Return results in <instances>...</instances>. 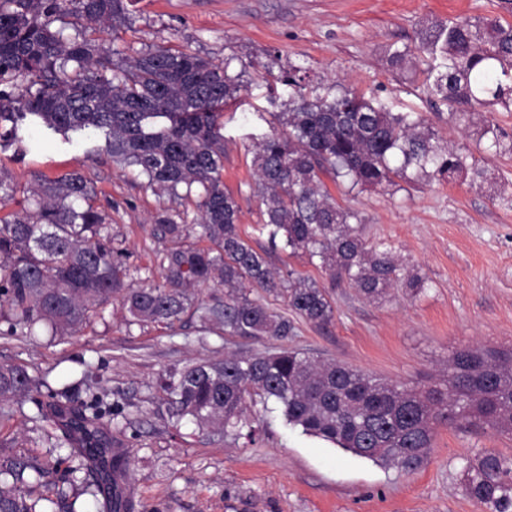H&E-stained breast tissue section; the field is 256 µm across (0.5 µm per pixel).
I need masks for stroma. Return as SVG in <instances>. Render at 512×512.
<instances>
[{"label":"stroma","mask_w":512,"mask_h":512,"mask_svg":"<svg viewBox=\"0 0 512 512\" xmlns=\"http://www.w3.org/2000/svg\"><path fill=\"white\" fill-rule=\"evenodd\" d=\"M130 20L114 33L123 56L159 44L215 61L232 57V73L245 86L220 119L224 184L240 205V232L266 250L277 269H292L325 285L328 277L304 257L271 248L255 229L252 154L255 137L268 132L264 115L281 111L288 89L278 78L301 69L308 98L332 96L337 86L375 96L395 112L433 119L440 136L473 153L488 179L473 183L401 182L391 195L333 188L342 204L359 211L367 243L383 240L425 287L417 296L392 290L369 300L336 288V318L325 329L294 318L289 347L333 359L387 382L422 386L442 376L462 347H512V154L477 144L483 119L512 135V112L487 109L470 125L449 122L447 105L430 96L421 78L390 71L386 50L414 43L422 22L451 16L496 17L512 23V0H129ZM0 167L19 183L78 171L97 191L96 203L112 217L111 234L127 249L132 283L160 280L158 213L194 214L166 194L123 173L92 143L63 144L54 136L23 158L0 151ZM0 321V363L25 367L73 400L104 395L124 416L113 437L131 461L134 512H479L462 484L467 459L485 452L512 458V434L464 425L437 426L431 448L413 471L386 467L342 452L288 427L277 409L264 412L255 442L172 425L157 388L159 375L225 354L254 353L266 345L225 335L188 318L174 327L132 324L120 300L78 335L47 330L10 336ZM0 421V442L11 454L45 457L50 444L33 430L32 397Z\"/></svg>","instance_id":"1"}]
</instances>
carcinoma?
Listing matches in <instances>:
<instances>
[{
  "mask_svg": "<svg viewBox=\"0 0 512 512\" xmlns=\"http://www.w3.org/2000/svg\"><path fill=\"white\" fill-rule=\"evenodd\" d=\"M128 20L126 0H0V143L23 141L47 130L67 143L95 137L123 171L130 170L173 199H195L197 222L180 224L164 212L156 220L172 242L160 261L162 281L134 288L130 253L114 245L110 216L95 205L97 194L73 171L50 178L34 175L20 186L0 168V298L10 334L28 335L40 323L56 336H73L113 299H121L130 322L172 326L188 310L227 336L284 340L293 323L257 295L282 297L309 324L335 321L328 288L294 270L270 266L239 231L240 204L224 188V136L218 119L236 102L240 75L224 63L185 50L151 46L118 64L120 52L103 34ZM425 68L415 70V60ZM394 71L423 75L428 93L448 106V119L500 104L512 112V24L472 17L428 23L418 43L392 44ZM288 108L273 114L270 131L254 144L253 166L260 230L272 247L308 258L366 299L392 288L415 295L424 288L392 250L367 246L362 218L340 203L323 178L383 191L414 176L448 182L487 172L468 162L464 146L443 141L432 122L416 112H391L376 98L336 89L332 98L308 99L297 73ZM479 140L512 154V140L492 120ZM22 199H17V196ZM208 245L184 243L193 230ZM224 291L190 308L188 292L200 286ZM169 418L198 428L255 438L250 407L275 405L286 423L381 465L414 470L432 446L437 425L485 426L512 433V349L456 350L448 376L426 389L380 382L334 360H319L295 348L191 363L159 378ZM35 392L43 397L36 420L53 447L67 453L54 505L65 486L91 487L97 512H131L116 492V476L129 477V463L114 453L105 427L119 426L112 407L95 396L75 405L64 391L47 389L28 371L0 363V404ZM50 474V467L0 455V512H56L24 491ZM468 496L481 512H512V458L488 452L463 468Z\"/></svg>",
  "mask_w": 512,
  "mask_h": 512,
  "instance_id": "carcinoma-1",
  "label": "carcinoma"
}]
</instances>
